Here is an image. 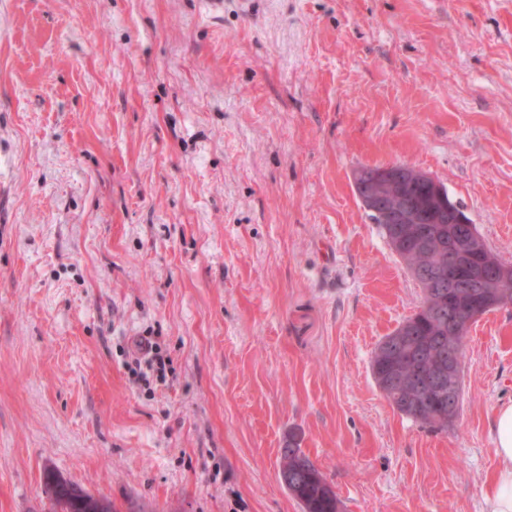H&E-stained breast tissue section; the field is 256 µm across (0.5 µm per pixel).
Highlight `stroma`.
<instances>
[{"label": "stroma", "instance_id": "obj_1", "mask_svg": "<svg viewBox=\"0 0 512 512\" xmlns=\"http://www.w3.org/2000/svg\"><path fill=\"white\" fill-rule=\"evenodd\" d=\"M407 164L512 263V0H0V512L45 468L121 512H488L512 304L448 429L371 357L420 288L352 175ZM165 379L131 372L141 337ZM281 479L303 512H336L340 500L320 469L300 448V440L290 434L281 449ZM288 477L291 483L288 486Z\"/></svg>", "mask_w": 512, "mask_h": 512}]
</instances>
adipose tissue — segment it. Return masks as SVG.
Here are the masks:
<instances>
[{
    "mask_svg": "<svg viewBox=\"0 0 512 512\" xmlns=\"http://www.w3.org/2000/svg\"><path fill=\"white\" fill-rule=\"evenodd\" d=\"M495 425L497 464L483 495L492 512H512V404L498 409Z\"/></svg>",
    "mask_w": 512,
    "mask_h": 512,
    "instance_id": "adipose-tissue-1",
    "label": "adipose tissue"
}]
</instances>
